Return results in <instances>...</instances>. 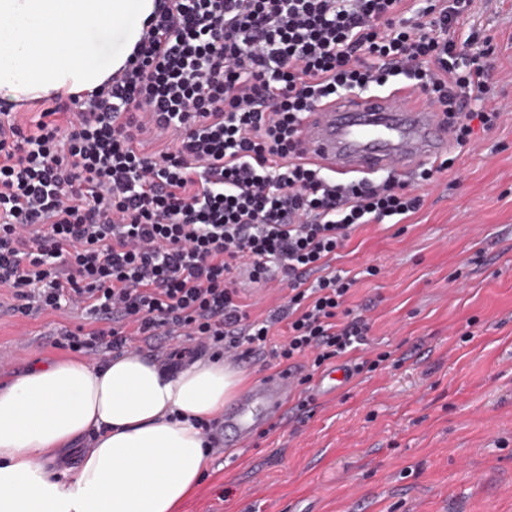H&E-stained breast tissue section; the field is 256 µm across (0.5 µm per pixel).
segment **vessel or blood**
<instances>
[{"instance_id": "b4317fda", "label": "vessel or blood", "mask_w": 512, "mask_h": 512, "mask_svg": "<svg viewBox=\"0 0 512 512\" xmlns=\"http://www.w3.org/2000/svg\"><path fill=\"white\" fill-rule=\"evenodd\" d=\"M449 140L450 131L435 108L395 94L347 97L322 105L305 119L300 131L305 160L341 180L382 170L411 174L442 160ZM351 377L348 366H338L318 379L316 391L333 394ZM295 382V373L285 370L248 391L224 420L225 447L244 444L280 416Z\"/></svg>"}]
</instances>
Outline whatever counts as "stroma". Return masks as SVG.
<instances>
[{
  "instance_id": "obj_1",
  "label": "stroma",
  "mask_w": 512,
  "mask_h": 512,
  "mask_svg": "<svg viewBox=\"0 0 512 512\" xmlns=\"http://www.w3.org/2000/svg\"><path fill=\"white\" fill-rule=\"evenodd\" d=\"M503 114L425 187L400 224L362 226L336 269L368 264L347 302L371 323L366 354L391 352L311 412L287 403L266 437L212 452L184 512H512V0H472ZM0 291V385L53 347L68 310L12 316Z\"/></svg>"
}]
</instances>
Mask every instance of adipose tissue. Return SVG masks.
Returning a JSON list of instances; mask_svg holds the SVG:
<instances>
[{"label":"adipose tissue","instance_id":"1","mask_svg":"<svg viewBox=\"0 0 512 512\" xmlns=\"http://www.w3.org/2000/svg\"><path fill=\"white\" fill-rule=\"evenodd\" d=\"M154 9L155 0H0V96L97 89ZM105 23L121 29L124 50L102 63ZM243 382L221 360L171 374L135 350L99 367L34 365L0 388V512H183L210 468L195 422L220 418ZM90 432L77 467L57 473L53 461Z\"/></svg>","mask_w":512,"mask_h":512}]
</instances>
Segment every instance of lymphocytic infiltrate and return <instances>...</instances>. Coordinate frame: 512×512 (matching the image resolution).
Instances as JSON below:
<instances>
[{"instance_id": "f902f5d3", "label": "lymphocytic infiltrate", "mask_w": 512, "mask_h": 512, "mask_svg": "<svg viewBox=\"0 0 512 512\" xmlns=\"http://www.w3.org/2000/svg\"><path fill=\"white\" fill-rule=\"evenodd\" d=\"M468 0H158L123 68L23 122L0 99V288L21 318L82 311L57 347L135 337L214 358L301 361L300 384L368 343L332 260L364 224L423 205L412 181H336L300 155L308 112L407 81L458 146L490 129L488 66L464 58ZM160 149H142L144 136ZM278 284L263 318L240 301ZM280 343H272L276 332Z\"/></svg>"}]
</instances>
